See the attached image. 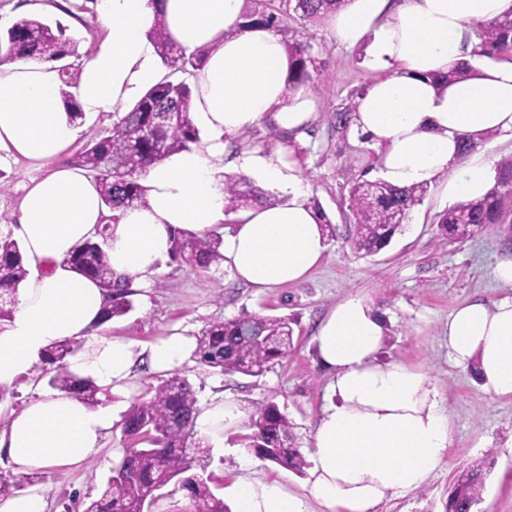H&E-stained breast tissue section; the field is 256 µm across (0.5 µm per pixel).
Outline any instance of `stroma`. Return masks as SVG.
<instances>
[{"mask_svg":"<svg viewBox=\"0 0 512 512\" xmlns=\"http://www.w3.org/2000/svg\"><path fill=\"white\" fill-rule=\"evenodd\" d=\"M36 2L34 17L64 26L67 36L77 42L80 57L88 58L105 34L95 0ZM308 39L325 72L307 85L316 101L314 118L306 132L290 141L283 140L281 130L258 125L252 130L251 147L276 162L292 156L308 186V204L319 205L335 224L336 235L327 241L322 264L301 282L261 292L235 280L220 266L201 272L166 262L151 285L139 289L133 310L109 322L100 334L145 345L174 332L196 336L205 326L244 310L294 317L293 344L287 356L271 363L261 375L222 374L193 358L179 373L192 384L202 406L227 395L249 413L259 402L276 401L304 451L327 403L330 382L316 355V325L338 303L361 298L387 318L381 359L432 373L453 434L449 457L428 483L392 499L382 512H445L455 478L475 461L483 463L485 473L478 512H512V396L486 393L473 366L462 367L449 359L445 337L448 317L457 307L476 298L490 304L508 292L493 276L496 264L506 256L498 228L491 225L466 239L441 241L436 216L449 204L436 184L389 245L373 255L355 254L348 241L343 202L351 179L367 170L370 144L353 128L338 134L331 116L352 93L368 88L379 73L366 63L365 44H336L323 25L312 29ZM41 174V169L22 158L0 165V216L14 218L25 185ZM124 446L116 425L94 457L75 467L46 470L42 485L47 490L48 512H83L86 498L97 497L112 477ZM247 457L245 449L224 441L209 456L195 460L193 471L207 478L223 499L229 498L232 485L243 476L275 478L303 491L307 474L267 468L257 458L251 459L250 468H241V459Z\"/></svg>","mask_w":512,"mask_h":512,"instance_id":"stroma-1","label":"stroma"}]
</instances>
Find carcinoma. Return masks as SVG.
Segmentation results:
<instances>
[{
	"mask_svg": "<svg viewBox=\"0 0 512 512\" xmlns=\"http://www.w3.org/2000/svg\"><path fill=\"white\" fill-rule=\"evenodd\" d=\"M245 12V26H263L285 36L291 61L287 86L295 91L313 76L321 75V62L312 55L306 32L321 25L328 13L346 6L350 0H254ZM301 25L291 36L288 21ZM478 43L474 55L494 60L512 54V13L476 28ZM152 38L168 79L148 89L124 116L112 120L89 140L71 159V165L92 176L99 184L105 205L116 210L146 203L138 178L168 155L199 142V131L189 112L192 98L190 77L204 64V54H186L158 26ZM0 53L24 55L61 63L78 56L76 42L61 26L42 19L21 18L0 38ZM63 98L72 120L83 119L74 95L68 91L74 73H61ZM357 92L333 115L336 132L345 133L353 123ZM428 187L396 188L382 180L361 177L351 180L348 193L350 243L362 255H371L387 246L401 233L411 211L420 205ZM224 211L236 213L257 204H274L276 198L247 181L224 180ZM440 238L463 239L488 224H496L512 240V157L496 167L494 184L477 202L460 201L438 215ZM217 235L197 236L178 231L170 247L171 260L196 270L208 271L224 261ZM68 268L94 279L107 297L103 321L123 317L134 309L128 281L116 274L102 244L88 240L75 247L64 259ZM20 244L12 234L0 232V318L9 317L18 286L28 277ZM292 320L243 311L203 328L196 336L195 356L204 366L221 373L257 376L268 365L288 354L292 343ZM78 348L65 340L47 348L43 364L53 366L48 384L73 393L91 407L103 393L92 380L72 374L68 357ZM197 397L189 381L175 374L152 386L134 399L125 414L122 433L128 441L124 456L100 497L84 503V512H139L158 500V491L176 482L188 491L192 512H229L224 500L212 491L202 476L190 473L195 458L210 452L208 439L198 436L195 418ZM248 433L231 440L259 459L296 473L307 466L297 448L292 425L274 400L259 403L249 416ZM483 465L465 468L452 487L446 512H473L482 498Z\"/></svg>",
	"mask_w": 512,
	"mask_h": 512,
	"instance_id": "1",
	"label": "carcinoma"
}]
</instances>
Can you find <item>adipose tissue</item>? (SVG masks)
Returning <instances> with one entry per match:
<instances>
[{"label":"adipose tissue","mask_w":512,"mask_h":512,"mask_svg":"<svg viewBox=\"0 0 512 512\" xmlns=\"http://www.w3.org/2000/svg\"><path fill=\"white\" fill-rule=\"evenodd\" d=\"M105 36L82 63L75 90L85 116L130 111L167 72L151 32L164 21L186 52H205L191 101L199 143L150 166L139 179L146 206L109 212L98 184L59 165L80 127L62 96L56 63L0 56V161L22 157L43 168L20 200L12 226L30 273L20 284L13 317L0 327V387L31 374L42 353L62 340L86 347L70 371L102 389L128 392L138 368L166 373L196 350L179 333L148 346L118 337L92 338L105 295L91 278L63 267L72 249L107 229L113 270L147 286L170 251L175 231L222 234L224 266L258 290L304 279L323 259L326 240L306 201L307 186L258 151L239 154L238 171L288 189L286 200L237 214L222 228L220 173L230 139L262 120L296 130L311 118L305 91L289 93V57L279 34L243 25L244 0H98ZM512 12V0H352L328 16L342 45L369 40L367 61L383 76L358 99L354 126L380 150L377 175L407 188L442 181L448 201L481 200L494 160L485 151L460 158L462 138L489 132L512 137V62L482 63L472 53V22ZM466 64L472 74L446 88L435 74ZM384 314L350 298L320 322L316 349L330 374L331 402L312 435L305 493L278 480L243 479L231 488L234 512H378L394 497L422 487L449 455L452 430L432 374L402 362L382 363ZM448 354L476 363L484 390L512 395V296L476 299L448 320ZM244 417L231 398L201 408L196 428L212 437ZM115 418L112 404L92 408L75 395L35 390L0 429V457L15 473L84 462L100 448Z\"/></svg>","instance_id":"obj_1"}]
</instances>
